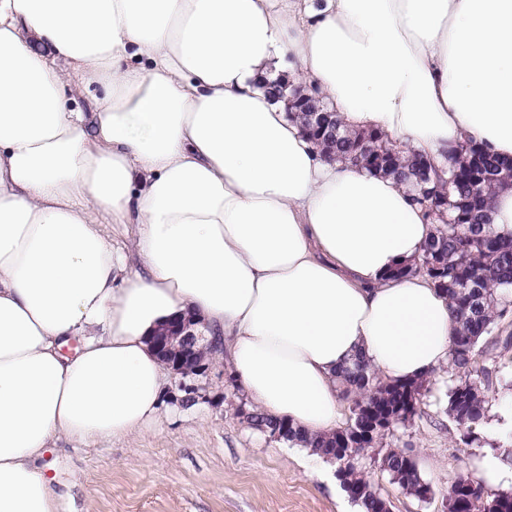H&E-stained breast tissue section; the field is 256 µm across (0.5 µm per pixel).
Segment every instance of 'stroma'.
<instances>
[{
	"instance_id": "obj_1",
	"label": "stroma",
	"mask_w": 512,
	"mask_h": 512,
	"mask_svg": "<svg viewBox=\"0 0 512 512\" xmlns=\"http://www.w3.org/2000/svg\"><path fill=\"white\" fill-rule=\"evenodd\" d=\"M503 376H512V347L490 379L481 439L469 445L447 413L448 375L435 376L417 415L387 440L414 455L434 495L418 501L372 470L391 512H444L454 480L479 478L478 456L512 434V387L500 384ZM209 391L223 393V401L203 399L189 410L165 400L157 424L125 438L92 445L63 438L48 448L39 465L58 512H356L335 462L311 459L248 426L241 412L252 404L229 365L213 364Z\"/></svg>"
}]
</instances>
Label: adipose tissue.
<instances>
[{"label":"adipose tissue","mask_w":512,"mask_h":512,"mask_svg":"<svg viewBox=\"0 0 512 512\" xmlns=\"http://www.w3.org/2000/svg\"><path fill=\"white\" fill-rule=\"evenodd\" d=\"M281 74L440 166L466 138L512 160V0H0V512H57L56 437L157 420L148 338L182 313L311 437L356 356L388 382L447 363L448 297L391 275L431 222L314 149Z\"/></svg>","instance_id":"adipose-tissue-1"}]
</instances>
